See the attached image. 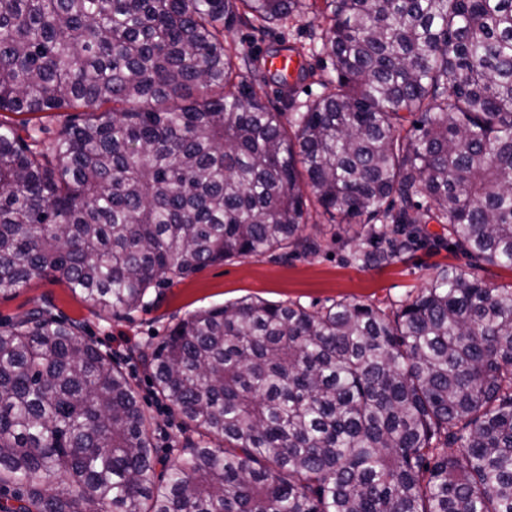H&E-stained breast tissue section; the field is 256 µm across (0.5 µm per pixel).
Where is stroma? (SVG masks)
<instances>
[{
    "label": "stroma",
    "mask_w": 512,
    "mask_h": 512,
    "mask_svg": "<svg viewBox=\"0 0 512 512\" xmlns=\"http://www.w3.org/2000/svg\"><path fill=\"white\" fill-rule=\"evenodd\" d=\"M318 25L310 15L288 21L283 27L273 24L262 31L239 24L227 39L264 61L283 47L308 43ZM303 65V70L293 71L289 79L294 87L289 99L281 96L276 74H269L264 87L269 106L284 111L289 105H302L321 93V80L333 73L331 58L319 53L306 57ZM307 231L322 240L319 254L298 253L285 260L250 257L209 265L161 287L157 300L121 318L98 313L73 294L64 280L36 276L22 288L0 293V322L15 321L47 302L55 315L80 322L85 340L110 354L133 378L143 408L156 422L157 454L165 458L174 441L181 437V420L169 402L155 395L151 370L142 362L140 353L161 343L181 318L243 298L297 302L311 310L347 298L387 311L426 287L444 266L456 267L498 288L512 287L511 268L475 261L444 243L419 248L404 259L381 267L363 268L348 259L351 245L339 218L319 209L311 210Z\"/></svg>",
    "instance_id": "obj_1"
}]
</instances>
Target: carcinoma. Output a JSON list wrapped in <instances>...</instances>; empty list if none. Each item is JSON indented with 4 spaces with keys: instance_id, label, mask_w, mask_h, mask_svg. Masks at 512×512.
<instances>
[{
    "instance_id": "carcinoma-1",
    "label": "carcinoma",
    "mask_w": 512,
    "mask_h": 512,
    "mask_svg": "<svg viewBox=\"0 0 512 512\" xmlns=\"http://www.w3.org/2000/svg\"><path fill=\"white\" fill-rule=\"evenodd\" d=\"M307 8L305 110L227 42ZM0 292L114 317L231 259L316 254L306 194L382 266L448 244L512 268V0H0ZM433 243L441 238L432 239ZM48 306L0 325V512H512V288L453 267L390 314L244 298L149 359L182 421L156 474L132 377ZM296 60V57H294ZM291 57H278L271 61V65L279 71H291L295 62ZM304 72L300 73V67L297 71H291L292 77L288 82L294 86L293 100L294 106L304 104L305 102L316 98L322 91L320 81L330 75H334L332 59L325 53L308 56L303 62ZM309 88V91H306ZM269 63H266V67L269 70L268 79L266 85L264 86L265 91V101L269 104V106L276 108L278 110L283 111L282 121L286 124L288 123L289 112H294L293 110L288 108V97H282L280 94L281 84L276 76V73L271 71L268 66ZM9 118L19 122L22 118H32V121L29 125V129L36 126H41L43 128L42 137H52L56 131L60 128L61 122L63 121V117H58L57 115H45V114H35V115H13V114H5Z\"/></svg>"
}]
</instances>
